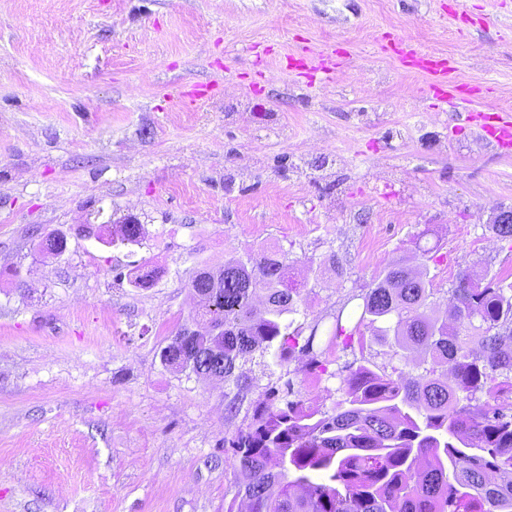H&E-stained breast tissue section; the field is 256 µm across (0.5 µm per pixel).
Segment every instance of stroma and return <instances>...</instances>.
<instances>
[{
  "mask_svg": "<svg viewBox=\"0 0 512 512\" xmlns=\"http://www.w3.org/2000/svg\"><path fill=\"white\" fill-rule=\"evenodd\" d=\"M394 40L454 62L473 109H512V0H0V512H224L222 445L258 393L161 364L196 263L286 251L327 326L399 258L426 265L439 317L459 271L512 268L486 224L512 206V148L438 109ZM320 49L331 77L288 69ZM193 83L214 96L170 109ZM129 215L141 245L78 232ZM56 228L66 252L41 255ZM331 253L340 272L317 266ZM324 357L419 370L375 344ZM306 363L242 370L333 407L338 379Z\"/></svg>",
  "mask_w": 512,
  "mask_h": 512,
  "instance_id": "stroma-1",
  "label": "stroma"
}]
</instances>
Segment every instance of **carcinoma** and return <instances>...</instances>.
Instances as JSON below:
<instances>
[{
  "instance_id": "carcinoma-1",
  "label": "carcinoma",
  "mask_w": 512,
  "mask_h": 512,
  "mask_svg": "<svg viewBox=\"0 0 512 512\" xmlns=\"http://www.w3.org/2000/svg\"><path fill=\"white\" fill-rule=\"evenodd\" d=\"M122 240L141 243L143 225H121ZM39 251L60 256V230ZM298 259L259 249L224 261V286L210 288L193 268L189 321L171 334L160 360L173 373L239 384L244 362L270 356L282 366L308 357V373L334 376L320 360L322 344L358 340L370 332L394 356L424 353L417 374L392 376L369 359L340 378L330 410L304 402L291 383H268L250 423L224 439L238 490L225 512H512V282L500 274L463 270L448 289L453 321L430 315L436 289L406 261L386 266L367 290L352 295L361 313L299 322L301 289L287 283ZM134 288L154 285L135 265ZM357 316L353 327L343 320ZM210 332L195 329L199 322ZM485 397L472 405L477 395Z\"/></svg>"
}]
</instances>
